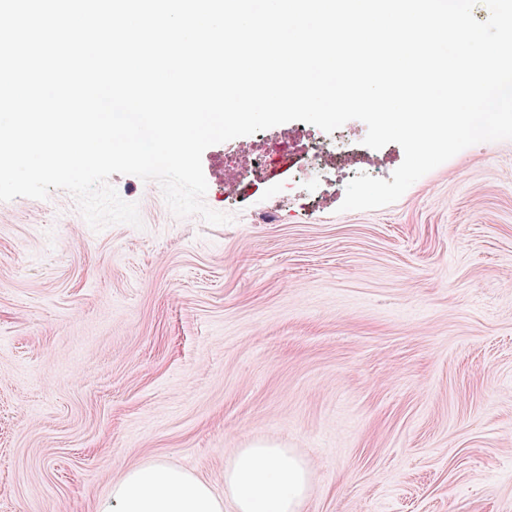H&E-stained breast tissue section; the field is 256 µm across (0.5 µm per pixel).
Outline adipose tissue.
Masks as SVG:
<instances>
[{"instance_id": "obj_1", "label": "adipose tissue", "mask_w": 512, "mask_h": 512, "mask_svg": "<svg viewBox=\"0 0 512 512\" xmlns=\"http://www.w3.org/2000/svg\"><path fill=\"white\" fill-rule=\"evenodd\" d=\"M309 486L303 460L268 441L240 449L224 473L236 512H301ZM98 512H224V502L192 471L156 462L128 470Z\"/></svg>"}]
</instances>
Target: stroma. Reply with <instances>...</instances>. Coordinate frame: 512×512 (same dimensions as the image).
Masks as SVG:
<instances>
[{
    "instance_id": "35a3bbf8",
    "label": "stroma",
    "mask_w": 512,
    "mask_h": 512,
    "mask_svg": "<svg viewBox=\"0 0 512 512\" xmlns=\"http://www.w3.org/2000/svg\"><path fill=\"white\" fill-rule=\"evenodd\" d=\"M344 129L390 179L402 147ZM297 130L321 134L204 151L225 225L131 175L139 229L93 231L62 190L0 202V512H97L153 462L220 495L259 439L306 463L304 512H512V140L344 212L336 172H231Z\"/></svg>"
}]
</instances>
